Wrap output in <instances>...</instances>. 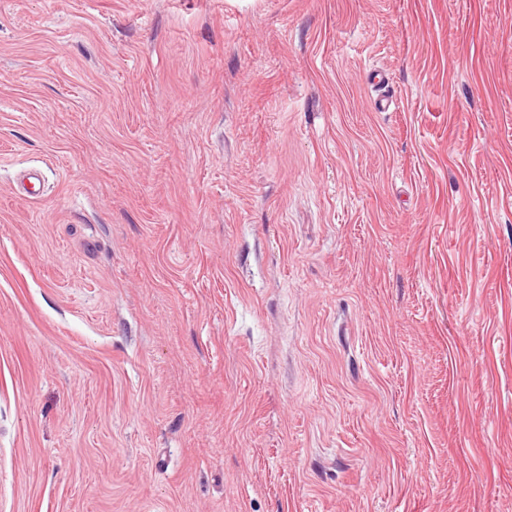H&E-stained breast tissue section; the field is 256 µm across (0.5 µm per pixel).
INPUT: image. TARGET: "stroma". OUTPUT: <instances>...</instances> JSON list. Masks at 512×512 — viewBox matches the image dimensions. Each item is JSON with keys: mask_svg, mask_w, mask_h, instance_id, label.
<instances>
[{"mask_svg": "<svg viewBox=\"0 0 512 512\" xmlns=\"http://www.w3.org/2000/svg\"><path fill=\"white\" fill-rule=\"evenodd\" d=\"M0 512H512V0H0Z\"/></svg>", "mask_w": 512, "mask_h": 512, "instance_id": "obj_1", "label": "stroma"}]
</instances>
